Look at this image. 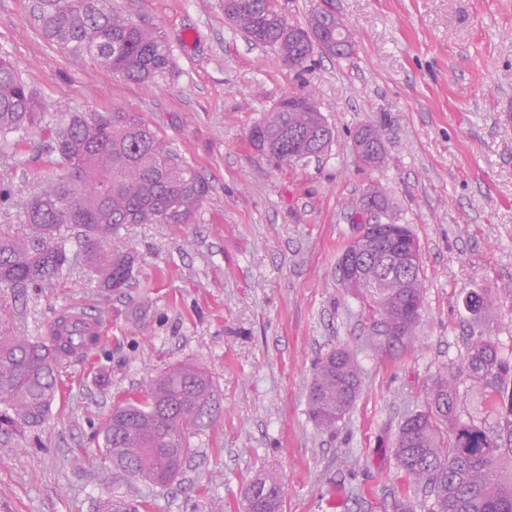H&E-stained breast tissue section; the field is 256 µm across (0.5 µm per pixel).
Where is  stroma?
Returning <instances> with one entry per match:
<instances>
[{
    "mask_svg": "<svg viewBox=\"0 0 512 512\" xmlns=\"http://www.w3.org/2000/svg\"><path fill=\"white\" fill-rule=\"evenodd\" d=\"M356 46L307 70L284 66L224 17L221 0H112L157 26L172 74L137 84L90 57L52 45L34 0H0L8 53L48 112L122 108L142 113L194 164L211 192L196 223L130 224L118 242L136 264L110 292L78 265L52 287L17 292V326L35 339L68 309L101 322L91 357L62 370L36 435L0 447V512H95L100 499H145L149 512H242L243 490L275 479L283 512H417L433 500L400 471L398 427L423 410L434 379L456 376L458 411L500 422L495 384L460 375L471 337L512 364V0H278L305 24L321 2ZM314 90L334 141L294 166L254 151L251 127L288 92ZM381 127L386 158L367 168L352 150L358 126ZM59 156L35 136L0 140V229H22L23 202ZM420 245L423 307L413 337L373 350V324L342 283L338 260L357 235L355 206L370 185ZM490 308L472 315L467 295ZM353 350L359 395L334 431L310 419L307 388L331 347ZM204 368L218 390L213 423L167 487L132 485L105 457L101 428L124 397L170 366Z\"/></svg>",
    "mask_w": 512,
    "mask_h": 512,
    "instance_id": "1",
    "label": "stroma"
}]
</instances>
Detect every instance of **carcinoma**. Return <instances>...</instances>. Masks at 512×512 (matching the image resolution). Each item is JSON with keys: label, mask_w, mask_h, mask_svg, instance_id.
<instances>
[{"label": "carcinoma", "mask_w": 512, "mask_h": 512, "mask_svg": "<svg viewBox=\"0 0 512 512\" xmlns=\"http://www.w3.org/2000/svg\"><path fill=\"white\" fill-rule=\"evenodd\" d=\"M233 27L252 43L276 51L290 69L303 71L315 54L346 59L348 45L336 51V12L321 6L301 28L303 41L288 40V22L276 0H224ZM38 25L44 36L73 56H90L125 80L154 83L171 74L172 49L156 27L137 23L112 9L111 0H40ZM314 94L305 89L283 99L273 116L253 126L251 144L281 164L289 155L324 153L334 140H317L320 113ZM305 132L288 145V131ZM33 132L51 141L66 169L45 179L24 205L22 235L0 233V288H49L79 261L100 287L126 288L136 261L134 252L115 245L127 224H194L210 193L209 182L191 161L166 141L139 112H65L48 115L37 93L6 55H0V138ZM75 232L77 253L64 243ZM368 283L355 295L377 318L376 332L394 347L413 336L422 307L421 271L402 281L390 280L371 264ZM404 320L399 336H388L384 322ZM32 340L15 327V309L0 297V433L10 438L35 431L47 420L64 365L92 351L66 334L70 320ZM460 373L474 384L492 380L505 388L512 367L497 346L481 336L471 339ZM354 353L333 348L315 363L307 401L311 419L332 430L347 414L360 391ZM218 394L212 378L189 364L174 365L140 394L119 403L102 429L106 456L131 483L170 484L191 455L190 439L214 420ZM455 379L440 377L431 387L424 410L400 424L395 448L398 467L434 496L436 512H512V479L501 478L504 437H512V393L501 403L507 434L457 417ZM244 512H281L278 482L261 478L247 486ZM147 501L105 498L97 512H140Z\"/></svg>", "instance_id": "carcinoma-1"}]
</instances>
